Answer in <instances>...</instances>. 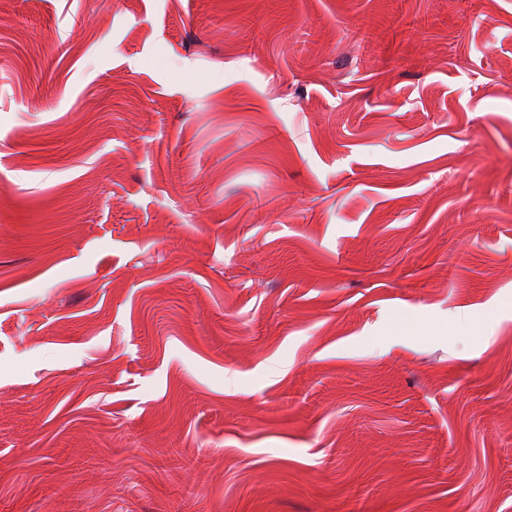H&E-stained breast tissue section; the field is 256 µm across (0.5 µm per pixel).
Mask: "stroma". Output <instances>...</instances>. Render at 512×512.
<instances>
[{"label": "stroma", "instance_id": "obj_1", "mask_svg": "<svg viewBox=\"0 0 512 512\" xmlns=\"http://www.w3.org/2000/svg\"><path fill=\"white\" fill-rule=\"evenodd\" d=\"M0 512H512V0H7Z\"/></svg>", "mask_w": 512, "mask_h": 512}]
</instances>
